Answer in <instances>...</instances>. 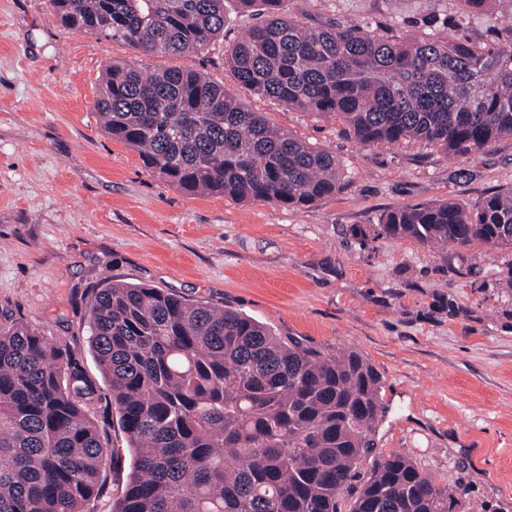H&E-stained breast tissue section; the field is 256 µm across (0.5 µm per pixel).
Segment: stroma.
Instances as JSON below:
<instances>
[{
	"label": "stroma",
	"instance_id": "stroma-1",
	"mask_svg": "<svg viewBox=\"0 0 512 512\" xmlns=\"http://www.w3.org/2000/svg\"><path fill=\"white\" fill-rule=\"evenodd\" d=\"M445 0H288L307 26L367 24L504 40L498 18L457 28ZM224 38L178 58L53 22L48 0H0V308L54 343L86 335L92 288L145 283L268 324L283 340L361 353L381 373L378 449L412 457L464 501L512 512V251L471 248L476 275L408 239L360 240L384 211L512 187V138L449 156L418 143L357 146L339 122L254 95L225 53L257 13L224 0ZM205 72L274 127L336 153L344 188L295 210L186 194L149 174L94 109L112 61Z\"/></svg>",
	"mask_w": 512,
	"mask_h": 512
}]
</instances>
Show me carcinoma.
I'll return each instance as SVG.
<instances>
[{"label": "carcinoma", "mask_w": 512, "mask_h": 512, "mask_svg": "<svg viewBox=\"0 0 512 512\" xmlns=\"http://www.w3.org/2000/svg\"><path fill=\"white\" fill-rule=\"evenodd\" d=\"M262 20L226 52L254 94L334 118L361 147L420 142L471 154L512 136L507 44L430 34L395 42L360 24L309 28L288 0H238ZM469 26L498 0H452ZM56 23L148 55L201 52L224 0H49ZM144 168L190 194L308 207L341 191L338 157L274 129L206 74L114 63L94 104ZM374 237L437 254L512 249V188L469 208L381 213ZM87 350L54 344L0 309V512H91L107 489L111 423L130 450L112 512H455L463 503L401 452L377 451L385 382L355 350L285 342L233 309L146 284L92 289ZM108 395H103V391Z\"/></svg>", "instance_id": "cac0c4a2"}]
</instances>
